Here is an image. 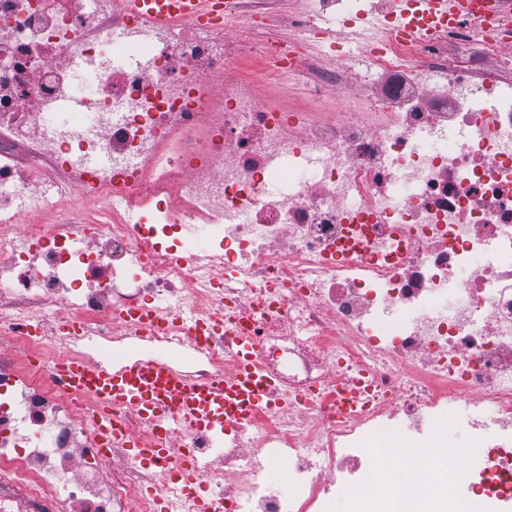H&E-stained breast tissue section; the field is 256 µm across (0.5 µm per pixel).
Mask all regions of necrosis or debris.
I'll list each match as a JSON object with an SVG mask.
<instances>
[{"instance_id": "necrosis-or-debris-1", "label": "necrosis or debris", "mask_w": 512, "mask_h": 512, "mask_svg": "<svg viewBox=\"0 0 512 512\" xmlns=\"http://www.w3.org/2000/svg\"><path fill=\"white\" fill-rule=\"evenodd\" d=\"M493 14L337 49L292 102L262 90L311 41L335 47L320 13L258 39L262 0H236L223 30L123 41L145 22L121 0H0V512H194L187 471L224 512H414L398 449L452 410L468 444L448 482L421 468L425 512H512V5ZM73 49L93 90L66 112ZM159 299L166 325L142 332ZM216 306L288 406L181 429L145 493L57 370L163 360L208 383L235 336L189 349L180 329ZM351 376L368 401L344 416Z\"/></svg>"}]
</instances>
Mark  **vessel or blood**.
Wrapping results in <instances>:
<instances>
[{"label": "vessel or blood", "mask_w": 512, "mask_h": 512, "mask_svg": "<svg viewBox=\"0 0 512 512\" xmlns=\"http://www.w3.org/2000/svg\"><path fill=\"white\" fill-rule=\"evenodd\" d=\"M126 10L148 19L162 29L177 19L220 28L224 25V0H122ZM432 12L452 20L473 13L474 0H427ZM238 369L231 377L193 386L176 378L162 362L134 361L119 370L107 371L88 361L75 360L62 367L60 380L67 389L86 391L102 404L99 417L102 442L125 439L133 458L152 469L167 461L172 452L170 438L188 424L220 428L249 421L254 412L278 393L277 384L266 377L255 361V346L249 338L237 340ZM138 409L146 431L124 435L113 419L114 406ZM196 512H224L217 497L200 491L196 475L183 485Z\"/></svg>", "instance_id": "vessel-or-blood-1"}]
</instances>
